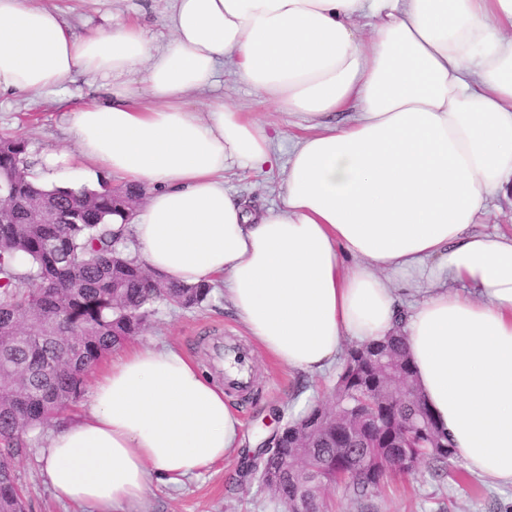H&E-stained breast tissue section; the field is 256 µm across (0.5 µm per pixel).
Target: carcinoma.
Here are the masks:
<instances>
[{
  "label": "carcinoma",
  "mask_w": 512,
  "mask_h": 512,
  "mask_svg": "<svg viewBox=\"0 0 512 512\" xmlns=\"http://www.w3.org/2000/svg\"><path fill=\"white\" fill-rule=\"evenodd\" d=\"M27 144L0 137V512H24L25 490L14 476L12 458L22 438L58 415L82 392L89 370L110 350L141 332L164 302L198 308L212 285L172 283L146 274L129 252L123 231H112V217L127 224L134 214L141 186L98 189H46L30 180ZM40 319L69 336L77 347L41 343V330L28 325ZM369 349L410 366L403 340L355 345L350 355ZM56 366L47 370L45 361ZM383 384L367 367L339 372L334 402L354 399ZM404 405L395 389L385 390L376 407V427L364 426L339 454L336 427L327 425L330 410L315 406L289 420L277 448L266 460V481L277 505L292 503L296 512H329V491L343 485L357 498L377 490L391 474L363 469V460L391 452L382 442L395 411L407 417L425 403L415 391ZM444 448L431 451L427 467L438 477L449 475V461L458 450L433 426Z\"/></svg>",
  "instance_id": "cac0c4a2"
}]
</instances>
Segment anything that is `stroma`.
I'll return each instance as SVG.
<instances>
[{
	"label": "stroma",
	"mask_w": 512,
	"mask_h": 512,
	"mask_svg": "<svg viewBox=\"0 0 512 512\" xmlns=\"http://www.w3.org/2000/svg\"><path fill=\"white\" fill-rule=\"evenodd\" d=\"M34 4L58 9L72 32L81 35L104 26L107 19L139 22L154 45H164L171 11L170 0H33ZM226 103L236 105L281 133L280 164L262 171H231L225 176L226 189L247 203L262 209L279 201L284 179L283 164L288 160L292 138L301 135L300 119L262 101L254 91L224 76L220 87ZM69 90L39 97L29 95L0 98V134L17 137L27 144L30 156L50 150H67L73 142L67 132L64 113L78 105ZM248 344L244 328L238 323L222 290H213L202 308L182 310L158 306L146 329L135 336L140 345H171L193 357L223 380L213 347L225 339ZM253 386L249 394H227L243 426L242 448L223 464L200 476L172 486L152 480L145 501L132 512H284L271 502L251 470V462L264 440L286 420L296 415L297 402L305 406L330 404L336 383L335 372L306 376L260 358L252 360ZM48 429L27 434L24 445L14 456V472L28 495L25 512H88L87 508L58 501L46 480L43 452ZM333 512H512V487H496L477 476L457 483L430 474L427 468L414 473H397L388 485L372 495L358 499L345 487L333 489Z\"/></svg>",
	"instance_id": "obj_1"
}]
</instances>
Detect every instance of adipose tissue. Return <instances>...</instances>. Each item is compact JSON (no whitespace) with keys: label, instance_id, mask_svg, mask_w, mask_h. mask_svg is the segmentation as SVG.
Segmentation results:
<instances>
[{"label":"adipose tissue","instance_id":"obj_1","mask_svg":"<svg viewBox=\"0 0 512 512\" xmlns=\"http://www.w3.org/2000/svg\"><path fill=\"white\" fill-rule=\"evenodd\" d=\"M168 26L158 49L132 22L78 36L52 8L0 0V96L77 75L106 95L66 112L76 150L43 153L33 181L76 162L97 184L148 185L126 230L150 271L222 285L290 370L325 374L344 342L403 332L464 467L512 486V231L473 230L512 192V0H172ZM225 70L311 127L262 211L224 174L274 167L280 134L215 97ZM242 444L199 363L129 346L51 432L45 474L59 500L125 512L150 474L178 484Z\"/></svg>","mask_w":512,"mask_h":512}]
</instances>
